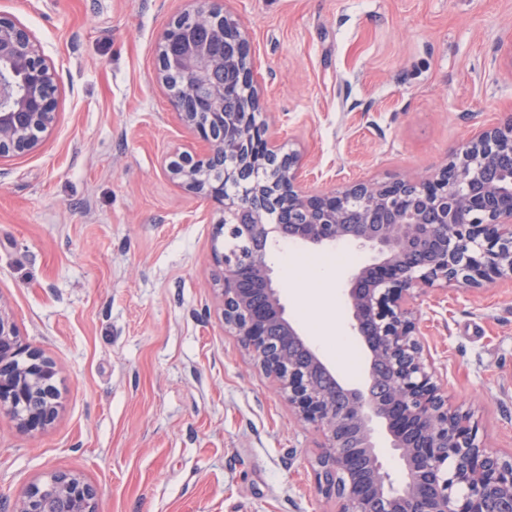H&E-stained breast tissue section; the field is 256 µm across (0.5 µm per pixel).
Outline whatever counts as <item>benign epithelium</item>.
Wrapping results in <instances>:
<instances>
[{
	"mask_svg": "<svg viewBox=\"0 0 512 512\" xmlns=\"http://www.w3.org/2000/svg\"><path fill=\"white\" fill-rule=\"evenodd\" d=\"M194 28L166 24L157 76L182 82L171 104L203 143L169 173L212 206L211 260L224 331L238 338L288 401L321 434L318 490L336 512H512V456L489 450L474 414L448 404L418 340L425 289L466 291L512 280V120L477 130L441 167L382 182L317 189L299 154H281L261 116L252 46L220 0L193 9ZM247 111L226 112L236 88ZM58 77L40 41L0 12V160L28 155L58 121ZM280 242L375 251L350 275L349 326L367 351L364 381L346 384L286 314L267 255ZM56 363L0 307V413L29 434L60 410ZM381 425L402 466L396 485L376 451ZM12 512H99L95 486L55 471L32 483Z\"/></svg>",
	"mask_w": 512,
	"mask_h": 512,
	"instance_id": "benign-epithelium-1",
	"label": "benign epithelium"
}]
</instances>
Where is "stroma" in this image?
<instances>
[{
  "label": "stroma",
  "mask_w": 512,
  "mask_h": 512,
  "mask_svg": "<svg viewBox=\"0 0 512 512\" xmlns=\"http://www.w3.org/2000/svg\"><path fill=\"white\" fill-rule=\"evenodd\" d=\"M253 47L264 118L315 187L403 178L512 117V0H227ZM191 0H0L55 65L61 120L0 161V306L60 368L42 434L0 413V512L53 470L101 512H334L320 433L225 334L206 202L166 163L198 149L155 77L157 38ZM268 263L307 339L347 326L353 265L317 248ZM310 294L301 302L297 290ZM422 341L454 404L512 454V283L420 297Z\"/></svg>",
  "instance_id": "stroma-1"
}]
</instances>
